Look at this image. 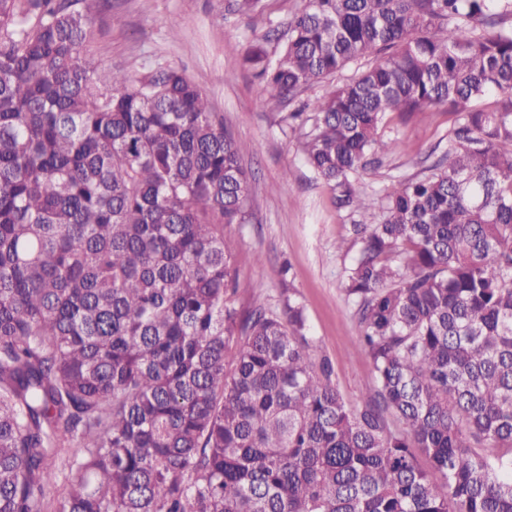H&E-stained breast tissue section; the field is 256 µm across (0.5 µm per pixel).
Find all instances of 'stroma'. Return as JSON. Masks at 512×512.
I'll return each mask as SVG.
<instances>
[{"label":"stroma","instance_id":"stroma-1","mask_svg":"<svg viewBox=\"0 0 512 512\" xmlns=\"http://www.w3.org/2000/svg\"><path fill=\"white\" fill-rule=\"evenodd\" d=\"M300 3L264 0L263 12L242 13L236 0H99L88 49L102 68L135 79L159 67L177 69L206 94L216 121L241 145L251 177L247 223L224 229L237 272L232 300L242 311L258 304L280 309L278 270L289 264L306 308L312 357L330 361L337 388L358 404L373 374L356 349L354 306L344 292L353 254L338 244L351 238V221L304 163L299 135L286 120L324 89L303 90L287 108L270 110L242 62L253 34L287 22ZM452 121L441 108L392 118L382 135L398 139L399 147L362 173L361 189L381 194L432 165L448 150Z\"/></svg>","mask_w":512,"mask_h":512}]
</instances>
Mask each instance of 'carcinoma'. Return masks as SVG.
I'll return each instance as SVG.
<instances>
[{
    "label": "carcinoma",
    "instance_id": "cac0c4a2",
    "mask_svg": "<svg viewBox=\"0 0 512 512\" xmlns=\"http://www.w3.org/2000/svg\"><path fill=\"white\" fill-rule=\"evenodd\" d=\"M97 3L0 0V512H512V0H302L244 53L276 109L373 59L288 115L352 218L358 405L288 266L230 301L241 148L180 71L98 69ZM442 105L448 153L367 195Z\"/></svg>",
    "mask_w": 512,
    "mask_h": 512
}]
</instances>
